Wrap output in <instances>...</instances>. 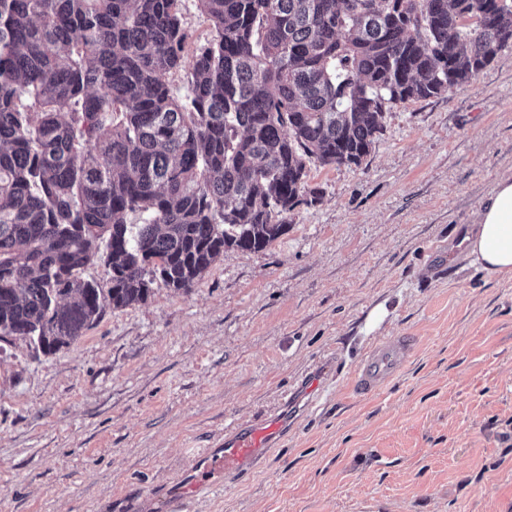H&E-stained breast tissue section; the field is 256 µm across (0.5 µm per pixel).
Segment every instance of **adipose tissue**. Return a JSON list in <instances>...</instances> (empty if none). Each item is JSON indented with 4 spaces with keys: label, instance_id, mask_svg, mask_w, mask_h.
Wrapping results in <instances>:
<instances>
[{
    "label": "adipose tissue",
    "instance_id": "1",
    "mask_svg": "<svg viewBox=\"0 0 512 512\" xmlns=\"http://www.w3.org/2000/svg\"><path fill=\"white\" fill-rule=\"evenodd\" d=\"M466 241L468 254L475 256L484 269L512 272V175L497 181Z\"/></svg>",
    "mask_w": 512,
    "mask_h": 512
}]
</instances>
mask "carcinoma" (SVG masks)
<instances>
[{
    "mask_svg": "<svg viewBox=\"0 0 512 512\" xmlns=\"http://www.w3.org/2000/svg\"><path fill=\"white\" fill-rule=\"evenodd\" d=\"M197 4L199 43L182 0H0V340L55 352L266 248L319 198L308 163L361 165L385 112L512 41V0ZM183 15L185 26L196 41L202 42L209 37L211 31L210 22L200 12L195 0H185L183 2Z\"/></svg>",
    "mask_w": 512,
    "mask_h": 512,
    "instance_id": "1",
    "label": "carcinoma"
}]
</instances>
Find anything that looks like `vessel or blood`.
Listing matches in <instances>:
<instances>
[{"instance_id": "1", "label": "vessel or blood", "mask_w": 512, "mask_h": 512, "mask_svg": "<svg viewBox=\"0 0 512 512\" xmlns=\"http://www.w3.org/2000/svg\"><path fill=\"white\" fill-rule=\"evenodd\" d=\"M407 351L406 341L400 338L375 343L357 367L359 388L370 391L395 376ZM286 425L284 416L273 415L254 424L231 427L224 434L221 454L204 455L187 470L169 498V512H183L190 494L251 474L272 446L281 440Z\"/></svg>"}]
</instances>
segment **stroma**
Returning a JSON list of instances; mask_svg holds the SVG:
<instances>
[{"label": "stroma", "mask_w": 512, "mask_h": 512, "mask_svg": "<svg viewBox=\"0 0 512 512\" xmlns=\"http://www.w3.org/2000/svg\"><path fill=\"white\" fill-rule=\"evenodd\" d=\"M509 173L512 44L473 83L387 111L361 166L310 165L318 201L265 249L56 353L0 341V512H167L226 428L283 407L253 474L188 512H512V273L463 241ZM381 336L414 353L357 395L347 368Z\"/></svg>", "instance_id": "obj_1"}]
</instances>
